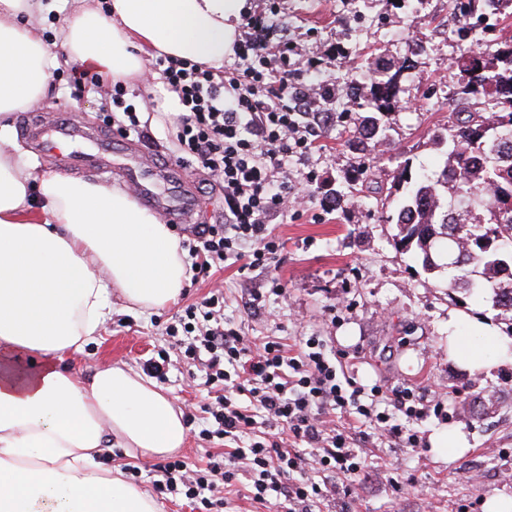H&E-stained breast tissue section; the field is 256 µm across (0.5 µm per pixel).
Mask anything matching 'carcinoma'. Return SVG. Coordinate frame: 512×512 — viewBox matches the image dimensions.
I'll list each match as a JSON object with an SVG mask.
<instances>
[{
    "instance_id": "obj_1",
    "label": "carcinoma",
    "mask_w": 512,
    "mask_h": 512,
    "mask_svg": "<svg viewBox=\"0 0 512 512\" xmlns=\"http://www.w3.org/2000/svg\"><path fill=\"white\" fill-rule=\"evenodd\" d=\"M484 0H455L457 34L471 48L457 61L459 101H481L478 112H457L448 126L444 166L412 177L404 166L397 184L405 191L387 221L396 244L429 270L448 271V288L492 289L493 304L512 313V45L494 51L479 45L475 15ZM403 67L379 60L371 70L372 106L391 104Z\"/></svg>"
}]
</instances>
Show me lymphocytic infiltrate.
<instances>
[{"instance_id":"lymphocytic-infiltrate-1","label":"lymphocytic infiltrate","mask_w":512,"mask_h":512,"mask_svg":"<svg viewBox=\"0 0 512 512\" xmlns=\"http://www.w3.org/2000/svg\"><path fill=\"white\" fill-rule=\"evenodd\" d=\"M245 41L235 46V67L215 70L160 55L144 81L160 78L175 93L181 111L174 121L181 157L207 169L224 187V221L195 232L194 277L213 267L238 266L241 277L274 266L284 244L267 224L287 215L304 194L288 177V160L311 153L326 113L315 111L334 96L329 84L299 82L290 67L291 43L279 46L280 64L270 67L267 42L273 33L264 14L250 17ZM182 328L194 339L183 355L197 362L221 392L209 402L214 437L226 447L223 461L190 469L180 460L156 465L157 486L200 500L206 512H221L232 487L244 483L250 500L276 512H312L328 495L321 478L342 476L359 484V454L353 428L381 438H404L420 448L411 423L422 420L412 389L365 388L343 369V356L324 340L308 337L291 349L271 339L251 348L240 328L224 317V292L213 289L185 310ZM314 452L319 476L308 469Z\"/></svg>"}]
</instances>
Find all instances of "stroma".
<instances>
[{"label": "stroma", "mask_w": 512, "mask_h": 512, "mask_svg": "<svg viewBox=\"0 0 512 512\" xmlns=\"http://www.w3.org/2000/svg\"><path fill=\"white\" fill-rule=\"evenodd\" d=\"M249 13H263L276 24L275 39L292 42L291 61L305 83L338 85L334 99L320 103L332 113L320 127L312 152L290 158L292 181L305 184L309 201L288 216L268 222L286 242L282 263L255 272L254 288L281 283L285 298L269 296L264 310L240 303L243 283L235 268L212 269L208 279L186 284L171 307L151 313L127 309L112 300V315L98 340L65 360L80 376L102 363L122 362L146 372L149 362L169 356L172 363L162 390L184 411L187 441L178 457L200 468L222 454L224 442L202 438L209 422L204 407L209 386L199 367L182 360L166 327L182 310L200 304L214 287L224 290V316L250 340L281 338L294 345L311 336L325 339L347 356V370L358 383L411 387L440 413H428L413 429L424 446L414 451L401 441L362 443L361 489L349 496L343 478L330 479L328 497L315 512H484L485 500L512 492V360L499 358L491 370L470 369L448 354V318L458 319V334L474 342V323L506 335L512 320L490 296L449 291L448 273L424 270L420 260L394 245L397 227L388 223L394 209V177L401 163L412 175L443 163L448 123L457 106L456 62L468 46L448 25V0H247ZM345 51L339 61L337 51ZM411 59L397 83L396 96L380 113L381 140L373 148L352 137L370 111L367 70L376 59ZM70 66L60 65L48 81L45 102L22 116L62 114L83 125L106 128L110 84L73 89ZM172 115L151 116L137 134L112 132L114 162L104 182L125 183L124 163L131 148L145 160H174L177 141ZM183 177L197 199V221L224 219V190L194 163ZM462 427L470 444L461 456L439 453L429 439L441 428ZM155 459L127 467L126 477L155 494L161 512H204L199 502L158 492Z\"/></svg>", "instance_id": "35a3bbf8"}]
</instances>
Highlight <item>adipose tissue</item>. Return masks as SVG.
Masks as SVG:
<instances>
[{
	"instance_id": "obj_1",
	"label": "adipose tissue",
	"mask_w": 512,
	"mask_h": 512,
	"mask_svg": "<svg viewBox=\"0 0 512 512\" xmlns=\"http://www.w3.org/2000/svg\"><path fill=\"white\" fill-rule=\"evenodd\" d=\"M245 0H89L47 44L29 16L42 0H0V512H159L155 499L103 464L183 448L184 413L123 363L84 379L57 362L93 342L120 296L138 312L179 298L187 253L133 192L18 159L6 117L43 101L48 66H93L130 79L163 53L222 69ZM32 355L20 369L10 353Z\"/></svg>"
}]
</instances>
